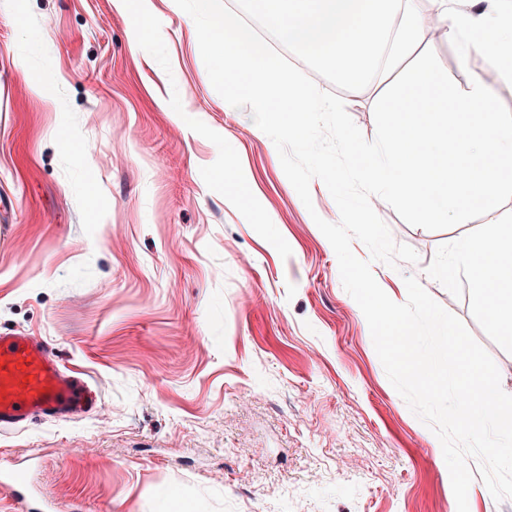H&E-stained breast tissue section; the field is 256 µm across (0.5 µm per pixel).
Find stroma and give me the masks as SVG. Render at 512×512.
Instances as JSON below:
<instances>
[{
	"label": "stroma",
	"instance_id": "obj_1",
	"mask_svg": "<svg viewBox=\"0 0 512 512\" xmlns=\"http://www.w3.org/2000/svg\"><path fill=\"white\" fill-rule=\"evenodd\" d=\"M149 20L136 49L114 0H0V331L43 337L102 396L0 433V464L56 512H457L441 443L314 222L340 219L324 183L305 207L251 112L225 109L175 0H151ZM424 45L459 87L490 69L435 30ZM384 90L342 95L366 139ZM375 211L419 257L372 263L380 287L402 303L416 277L512 394V353L426 272L477 221L429 231Z\"/></svg>",
	"mask_w": 512,
	"mask_h": 512
}]
</instances>
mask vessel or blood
I'll return each instance as SVG.
<instances>
[{
	"label": "vessel or blood",
	"mask_w": 512,
	"mask_h": 512,
	"mask_svg": "<svg viewBox=\"0 0 512 512\" xmlns=\"http://www.w3.org/2000/svg\"><path fill=\"white\" fill-rule=\"evenodd\" d=\"M97 394L75 371L61 365L48 344L24 333L0 332V430L33 418L63 419L90 412ZM26 474L0 469V489L24 503L28 512L38 505L28 495Z\"/></svg>",
	"instance_id": "vessel-or-blood-1"
}]
</instances>
